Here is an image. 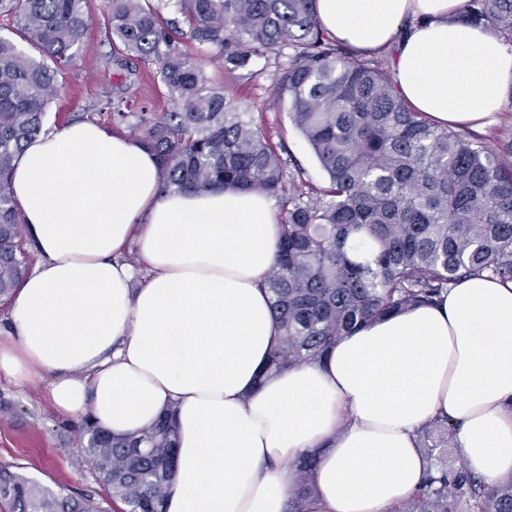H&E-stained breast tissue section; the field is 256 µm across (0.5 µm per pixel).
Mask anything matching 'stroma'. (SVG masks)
Instances as JSON below:
<instances>
[{"label": "stroma", "mask_w": 512, "mask_h": 512, "mask_svg": "<svg viewBox=\"0 0 512 512\" xmlns=\"http://www.w3.org/2000/svg\"><path fill=\"white\" fill-rule=\"evenodd\" d=\"M90 25L79 57L59 78L60 91L47 110L48 127L64 118L90 111L109 86V73H92L91 65L110 54L112 37L104 21V0H87ZM286 59L274 54L260 58L246 69L227 70L219 58L204 62L210 81L241 111L249 113L255 128L280 155L287 174L302 171L310 184L322 188L328 177L310 147L292 125L287 104L277 103L275 89ZM137 75L129 93L152 111L167 112L173 103L157 77L152 62H137ZM83 419L60 413L52 404L42 380L17 388L0 379V466L55 491L94 497L102 512H113L112 502L98 482L92 466L82 459Z\"/></svg>", "instance_id": "stroma-1"}]
</instances>
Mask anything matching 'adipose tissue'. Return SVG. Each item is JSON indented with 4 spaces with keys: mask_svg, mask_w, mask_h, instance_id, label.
Returning a JSON list of instances; mask_svg holds the SVG:
<instances>
[{
    "mask_svg": "<svg viewBox=\"0 0 512 512\" xmlns=\"http://www.w3.org/2000/svg\"><path fill=\"white\" fill-rule=\"evenodd\" d=\"M462 3L317 0V15L359 53L389 51L416 111L483 128L512 89V50ZM160 183L150 150L92 121L25 146L12 189L37 262L7 300L0 376L40 374L59 410L117 436L174 408L166 512H287L311 454L305 512H394L424 482L419 434L436 420L471 473L512 476V282L469 276L266 376L281 340L263 286L271 200Z\"/></svg>",
    "mask_w": 512,
    "mask_h": 512,
    "instance_id": "1",
    "label": "adipose tissue"
}]
</instances>
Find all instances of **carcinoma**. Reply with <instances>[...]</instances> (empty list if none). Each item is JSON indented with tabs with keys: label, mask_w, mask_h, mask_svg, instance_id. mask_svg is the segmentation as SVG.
Returning <instances> with one entry per match:
<instances>
[{
	"label": "carcinoma",
	"mask_w": 512,
	"mask_h": 512,
	"mask_svg": "<svg viewBox=\"0 0 512 512\" xmlns=\"http://www.w3.org/2000/svg\"><path fill=\"white\" fill-rule=\"evenodd\" d=\"M85 0H0L19 41L0 36V299L27 275L22 218L11 175L28 142L46 132L47 108L87 28ZM460 17L512 48V0H464ZM124 56L159 66L175 101L153 112L123 82L94 104L112 129H128L158 158L161 190L223 188L277 198L281 237L266 281L282 342L263 375L321 361L372 321L441 300L465 276L512 282V141L478 147L430 122L401 97L386 62L350 60L322 28L316 0H105ZM39 53L29 55L21 44ZM288 47L277 86L289 116L327 173L324 188L289 176L247 114L208 81L202 61L228 69ZM173 410L115 438L91 421L82 454L121 512H162L175 470ZM428 458L457 448L455 427L423 429ZM315 460L300 461L289 512H303ZM5 512H101L89 496L54 492L0 467ZM397 512H512V477L492 484L436 458L422 488Z\"/></svg>",
	"instance_id": "obj_1"
}]
</instances>
